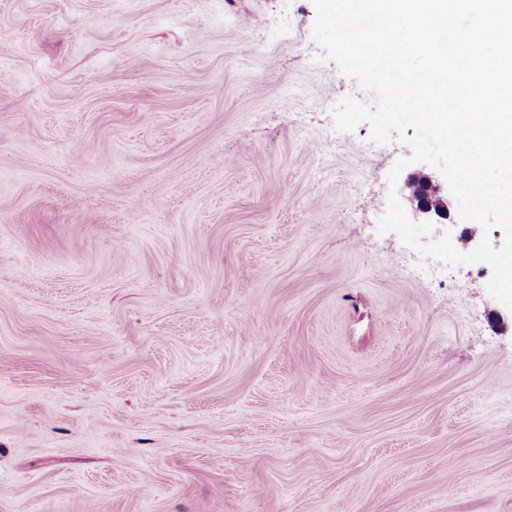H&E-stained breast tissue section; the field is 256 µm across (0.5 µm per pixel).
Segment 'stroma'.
<instances>
[{
    "label": "stroma",
    "instance_id": "obj_1",
    "mask_svg": "<svg viewBox=\"0 0 512 512\" xmlns=\"http://www.w3.org/2000/svg\"><path fill=\"white\" fill-rule=\"evenodd\" d=\"M315 16L0 0V512H512V311L379 232Z\"/></svg>",
    "mask_w": 512,
    "mask_h": 512
}]
</instances>
